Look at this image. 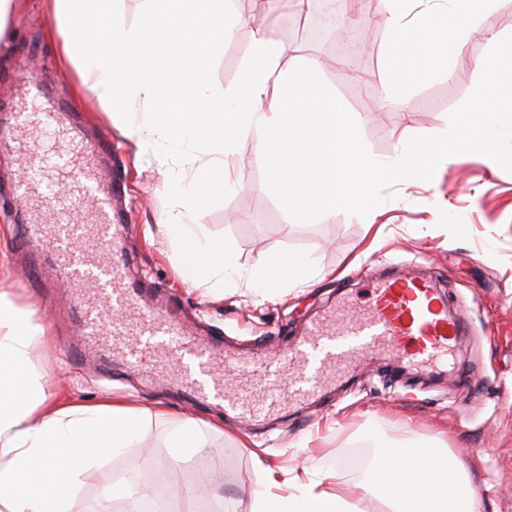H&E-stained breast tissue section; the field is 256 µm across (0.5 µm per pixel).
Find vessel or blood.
I'll return each mask as SVG.
<instances>
[{"mask_svg": "<svg viewBox=\"0 0 512 512\" xmlns=\"http://www.w3.org/2000/svg\"><path fill=\"white\" fill-rule=\"evenodd\" d=\"M28 111L16 114L18 149L32 175L17 190L25 199L28 221L19 247L39 273L44 252H51L67 286L87 285L77 304L83 336L127 362L154 355L170 359L178 377L197 395L220 400L225 410L243 417H267L286 400L302 401L332 382L341 369L378 351L402 356L422 366L446 360L467 327L447 308L429 281L403 275L386 277L371 289L366 310L341 309L305 326L297 343L272 353L247 370L241 384L228 388L232 354L195 337L180 324L171 303L159 291L131 279L119 259L126 219L116 201L117 179H105V146H91L68 122L66 113L43 103L40 89L28 90ZM97 203L87 217L70 215L71 202L86 197ZM84 249H75L76 241ZM224 374H216V363Z\"/></svg>", "mask_w": 512, "mask_h": 512, "instance_id": "vessel-or-blood-1", "label": "vessel or blood"}]
</instances>
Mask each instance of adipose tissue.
Returning a JSON list of instances; mask_svg holds the SVG:
<instances>
[{"label": "adipose tissue", "instance_id": "1", "mask_svg": "<svg viewBox=\"0 0 512 512\" xmlns=\"http://www.w3.org/2000/svg\"><path fill=\"white\" fill-rule=\"evenodd\" d=\"M388 14L390 64L384 106L396 108L410 85L447 71L459 59L474 17L494 0H381ZM323 271L308 255L286 254L249 274L258 295L312 285ZM50 332L0 291V512H67L79 476L97 457L129 447L145 415L113 405L50 401L43 372L29 353ZM360 490L380 496L390 512H478L459 461L435 443L411 441L386 449L364 473ZM257 512H357L341 492L308 486L281 499H263Z\"/></svg>", "mask_w": 512, "mask_h": 512}]
</instances>
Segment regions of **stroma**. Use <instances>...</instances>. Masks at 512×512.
<instances>
[{"mask_svg":"<svg viewBox=\"0 0 512 512\" xmlns=\"http://www.w3.org/2000/svg\"><path fill=\"white\" fill-rule=\"evenodd\" d=\"M231 5L235 28L213 69L221 90L234 87L251 54L257 31L253 20L263 2L231 0ZM346 5L344 24L371 32V50L339 54L297 34L286 40L280 65L318 59L319 76L349 111L364 117L363 141L383 159L410 137L446 131L449 114L478 83V64L512 34V0H496L480 15L478 32L449 72L408 88L401 107L382 110L376 93L386 75L380 4L347 0ZM55 24L41 0H22L0 33V115L23 107L15 81L20 73L47 84L75 123L113 144L111 164L127 189L119 207L128 221L123 241L128 273L147 274L170 291L188 330L257 363L340 301L365 302L370 284L391 271L434 282L449 314L468 326L446 366L427 369L377 354L305 401L286 402L278 415L258 419L194 397L171 367L158 362L128 364L87 349L81 362L73 363L64 346L79 334L81 311L73 289L58 286L52 266L44 267L41 287L28 281V261L16 244L24 203L13 187L28 175L29 163L0 138V227L6 231L0 249L8 254L0 268V290L9 291L52 332L50 348L31 352L45 373L47 394L89 404L106 396L154 412L129 448L80 475L68 512H92L104 491L118 483L169 485L178 471L186 479L178 495L189 512H254L259 498L298 493L322 466L342 473V491L361 512H389L381 498L357 488L361 470L353 461L373 462L384 446L406 437L446 444L468 473L478 512H512V173L486 156L459 154L432 180L397 183L393 199L367 216L339 211L297 224L289 222L273 195L259 190L265 181L261 134L251 131L224 162V177L234 190L198 216L209 236L229 239L243 276L226 288L194 284L178 274L177 259L160 230L175 212L161 176L169 162L149 159L148 148L108 118L106 104L92 94H78L77 67L60 68L59 45L48 35ZM284 254L316 257L324 269L322 280L259 298L247 273ZM468 366L483 368L479 383L463 376ZM188 418L206 422V445L178 462L168 437Z\"/></svg>","mask_w":512,"mask_h":512,"instance_id":"35a3bbf8","label":"stroma"}]
</instances>
